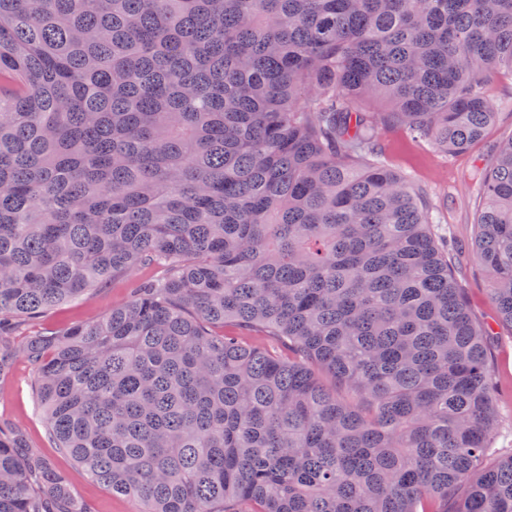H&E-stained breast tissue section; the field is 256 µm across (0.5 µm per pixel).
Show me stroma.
<instances>
[{"label": "stroma", "instance_id": "1", "mask_svg": "<svg viewBox=\"0 0 512 512\" xmlns=\"http://www.w3.org/2000/svg\"><path fill=\"white\" fill-rule=\"evenodd\" d=\"M488 100L499 114L483 136L461 152L440 151L429 142L404 130L380 132L382 163L407 175L427 195L434 208L436 228L443 249L464 288L473 315L492 325L490 364L498 371L505 389L501 408L504 420H512V328L495 323V311L488 296L487 274L471 252L475 222L482 204L481 172L495 156L501 141L512 136V75L502 74L485 89ZM150 269L140 267L131 274L110 281L106 288L67 301L41 319L44 327L68 328L95 320L113 308L127 303L130 283L150 277ZM32 371L25 358H17L10 377L0 384V418L25 427L33 447L39 448L55 468L70 481L95 512H137L138 503L129 497L112 494L103 484L86 476L71 457L59 452L48 440L45 424L38 413L31 388Z\"/></svg>", "mask_w": 512, "mask_h": 512}]
</instances>
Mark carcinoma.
Wrapping results in <instances>:
<instances>
[{
    "label": "carcinoma",
    "instance_id": "1",
    "mask_svg": "<svg viewBox=\"0 0 512 512\" xmlns=\"http://www.w3.org/2000/svg\"><path fill=\"white\" fill-rule=\"evenodd\" d=\"M505 70L512 0H0V377L140 512H512L493 330L377 141L467 149ZM483 182L512 327V137ZM0 512L93 509L0 420ZM153 272L138 267L133 272L116 278L106 288L90 292L77 299L67 301L50 310L39 321L42 327L68 328L77 324L93 321L110 312L112 308L127 303L131 298L130 282L145 279Z\"/></svg>",
    "mask_w": 512,
    "mask_h": 512
}]
</instances>
